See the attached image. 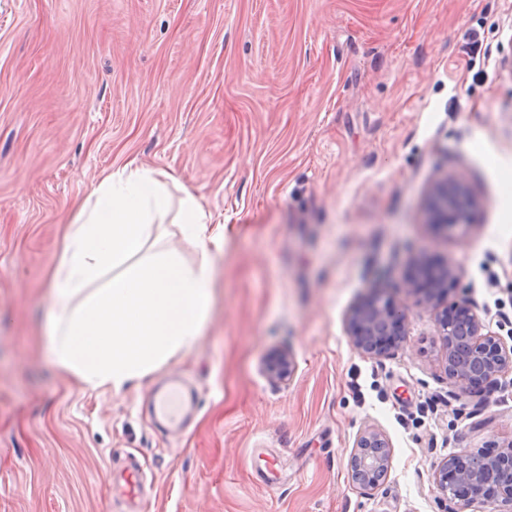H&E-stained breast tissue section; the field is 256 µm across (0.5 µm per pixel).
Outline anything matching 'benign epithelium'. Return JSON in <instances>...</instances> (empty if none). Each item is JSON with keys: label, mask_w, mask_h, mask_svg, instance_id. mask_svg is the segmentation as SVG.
Wrapping results in <instances>:
<instances>
[{"label": "benign epithelium", "mask_w": 512, "mask_h": 512, "mask_svg": "<svg viewBox=\"0 0 512 512\" xmlns=\"http://www.w3.org/2000/svg\"><path fill=\"white\" fill-rule=\"evenodd\" d=\"M465 194L458 183L439 181L432 189L430 209L432 224L446 229L471 225V215L459 216L452 200ZM460 273L451 264L413 275L406 288L424 293V302L434 309L439 301L457 288ZM407 320V308L381 290H374L354 304L346 314L348 336L361 353L381 357L401 346ZM437 332L445 349V371L456 388L481 386L512 369V345L486 330L474 306L465 300L437 316ZM292 353L281 350L263 365L269 381L275 385L289 382L295 373ZM391 445L385 433L376 427L362 429L356 437L349 459V476L362 489L375 490L385 480ZM464 456L448 457L432 471V482L445 501V512H462L464 506L498 498L512 502V448L495 455L474 456L501 478L490 482L476 471L459 465Z\"/></svg>", "instance_id": "1"}]
</instances>
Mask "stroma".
Wrapping results in <instances>:
<instances>
[{
  "mask_svg": "<svg viewBox=\"0 0 512 512\" xmlns=\"http://www.w3.org/2000/svg\"><path fill=\"white\" fill-rule=\"evenodd\" d=\"M131 159L224 248L197 343L115 395L51 363L45 296L76 207ZM446 179L465 231L430 223ZM428 259L512 339V0H0V512H134L133 463L147 512H443L433 466L512 443V370L449 385L406 288ZM375 289L409 307L384 357L346 331ZM174 378L198 401L177 431L149 414ZM367 426L391 444L368 492L348 477ZM295 368V359L288 350L275 353L263 365L266 377L274 385L289 382L295 373Z\"/></svg>",
  "mask_w": 512,
  "mask_h": 512,
  "instance_id": "stroma-1",
  "label": "stroma"
}]
</instances>
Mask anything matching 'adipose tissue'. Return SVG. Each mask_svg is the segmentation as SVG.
I'll return each mask as SVG.
<instances>
[{
    "label": "adipose tissue",
    "mask_w": 512,
    "mask_h": 512,
    "mask_svg": "<svg viewBox=\"0 0 512 512\" xmlns=\"http://www.w3.org/2000/svg\"><path fill=\"white\" fill-rule=\"evenodd\" d=\"M167 178L127 162L69 223L48 292L56 320L47 351L87 388L124 392L189 350L207 322L210 260L192 267L176 252L144 251L169 212ZM179 222L200 249L224 242L223 225L212 223L194 198L182 201Z\"/></svg>",
    "instance_id": "1"
}]
</instances>
